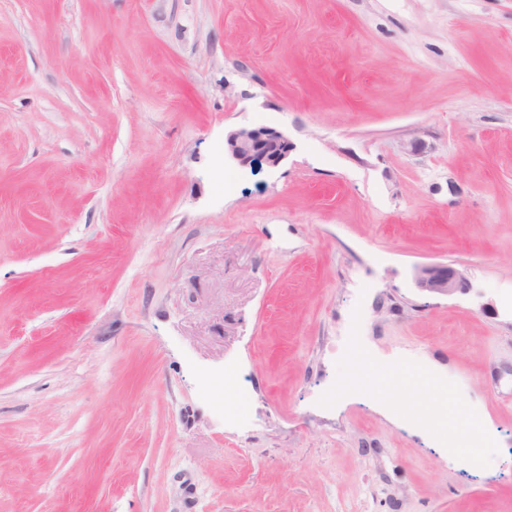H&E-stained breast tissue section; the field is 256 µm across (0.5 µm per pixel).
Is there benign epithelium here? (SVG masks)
Segmentation results:
<instances>
[{
    "mask_svg": "<svg viewBox=\"0 0 512 512\" xmlns=\"http://www.w3.org/2000/svg\"><path fill=\"white\" fill-rule=\"evenodd\" d=\"M294 149V144L284 134L268 127L240 128L230 132L225 139V152L241 167H249L258 158L267 167L280 165ZM415 284L418 290L439 296L465 294L471 282L457 269L441 264L422 265L416 268Z\"/></svg>",
    "mask_w": 512,
    "mask_h": 512,
    "instance_id": "benign-epithelium-1",
    "label": "benign epithelium"
}]
</instances>
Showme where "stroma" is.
Listing matches in <instances>:
<instances>
[{
    "instance_id": "35a3bbf8",
    "label": "stroma",
    "mask_w": 512,
    "mask_h": 512,
    "mask_svg": "<svg viewBox=\"0 0 512 512\" xmlns=\"http://www.w3.org/2000/svg\"><path fill=\"white\" fill-rule=\"evenodd\" d=\"M0 512H512V0H0ZM294 149L287 136L268 127L240 128L225 139V152L241 167L259 158L266 167H277ZM415 284L418 290L439 296L465 294L473 288L471 282L457 269L441 264L416 268ZM365 370L364 363H353L348 376L336 384L335 393L339 394L355 388L371 390L374 387L373 380L365 375Z\"/></svg>"
}]
</instances>
